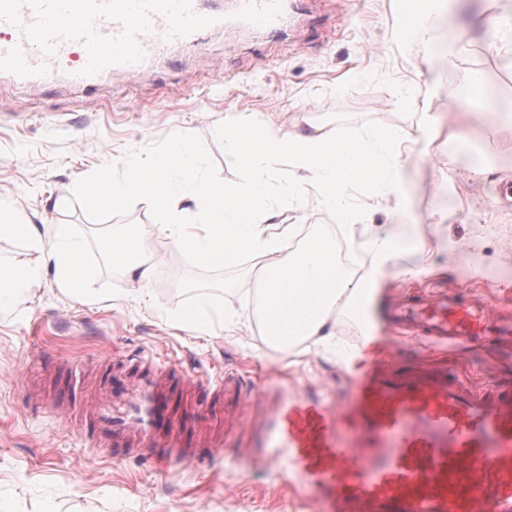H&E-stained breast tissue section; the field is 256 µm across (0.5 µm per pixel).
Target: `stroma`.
Masks as SVG:
<instances>
[{
    "mask_svg": "<svg viewBox=\"0 0 512 512\" xmlns=\"http://www.w3.org/2000/svg\"><path fill=\"white\" fill-rule=\"evenodd\" d=\"M307 9L308 21L288 36L231 24L201 49L177 51L164 72L142 70L90 92L55 82L35 92L0 79V199L35 226L71 225L100 297L69 295L49 265L21 300L0 309V512H316L315 493L293 474L287 449L268 463L243 462L237 445L247 436L237 431L206 466L147 455L113 462L79 437L75 422L27 405L20 393L24 379L68 401L61 364L82 366L87 398L100 363L122 352L210 376L239 369L281 397L308 392L330 404L351 403L359 372L391 359L445 367L480 386L512 384V352L435 344L387 322L414 294L512 306V0H442L439 37L429 45L401 40L398 0H345L339 16L316 0ZM490 16L497 27L482 26ZM452 36L460 48L449 61ZM219 68L230 81L214 80ZM475 73L486 103L452 107L449 89ZM253 119L288 133L346 126L409 141L402 197L353 186L346 200L358 218L342 225L307 190L272 217L298 236L311 224L340 226L348 250L365 261L372 238L400 242L374 299L370 342L340 322L329 348L306 342L278 351L253 318L264 258L246 254L213 268L170 250L154 232L166 215L138 199L116 209L87 198L56 206L76 184L112 175L124 156L165 151L176 128L193 142L203 179L244 187L248 174L225 154L224 132ZM468 128L478 133L473 143L449 142V131ZM113 224L144 232L154 263L148 282L129 281L113 264L104 245ZM402 266L419 273L403 280ZM201 293L241 313L240 323L218 321L205 333L175 328L173 315Z\"/></svg>",
    "mask_w": 512,
    "mask_h": 512,
    "instance_id": "35a3bbf8",
    "label": "stroma"
}]
</instances>
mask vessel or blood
<instances>
[{
    "instance_id": "obj_1",
    "label": "vessel or blood",
    "mask_w": 512,
    "mask_h": 512,
    "mask_svg": "<svg viewBox=\"0 0 512 512\" xmlns=\"http://www.w3.org/2000/svg\"><path fill=\"white\" fill-rule=\"evenodd\" d=\"M248 28L283 35L288 0H232ZM226 25L204 0H0V75L91 90L140 68L161 72L179 46ZM395 325L438 341L512 347V319L445 294L393 309ZM105 387L78 430L116 460L203 464L196 427L223 406L227 429L254 435L243 457L284 448L298 478L336 512H512V389L474 386L442 368L390 360L355 378L352 408L313 394L282 403L231 370L192 374L153 358L108 360Z\"/></svg>"
}]
</instances>
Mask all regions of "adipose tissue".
<instances>
[{"label":"adipose tissue","mask_w":512,"mask_h":512,"mask_svg":"<svg viewBox=\"0 0 512 512\" xmlns=\"http://www.w3.org/2000/svg\"><path fill=\"white\" fill-rule=\"evenodd\" d=\"M224 151L246 169L245 188L230 191L223 184L201 180L195 149L181 132H173L167 152L123 160L121 174L95 185H79L77 194L92 196L99 206L118 208L137 197L153 203L169 220L158 230L174 249L212 267L236 264L247 253L264 257L260 316L271 343L290 346L296 338L317 342L335 334L337 314L347 315L365 329L370 303L386 263L397 252L393 239L381 237L371 245L372 263L359 287L350 288L337 275L336 238L315 226L309 242L287 262H279L294 232L293 226L273 230L267 220L275 207L299 200L312 189L322 206L340 220L353 217L345 191L354 183L372 184L377 193L397 191L402 183L400 142L376 133L361 134L347 127L314 134H282L258 121L236 126L224 135ZM288 164L278 195H271L267 172L274 163ZM191 198L194 222L183 220L181 203ZM32 240L37 254L26 265H0V308L13 304L36 283L45 263H53L58 279L75 298L90 301L92 274L83 261V245L71 225L51 224L45 232L20 220L14 209L0 203V237ZM131 281L149 280L153 267L146 259V237L138 225L113 227L106 238Z\"/></svg>","instance_id":"ef3b65f1"}]
</instances>
